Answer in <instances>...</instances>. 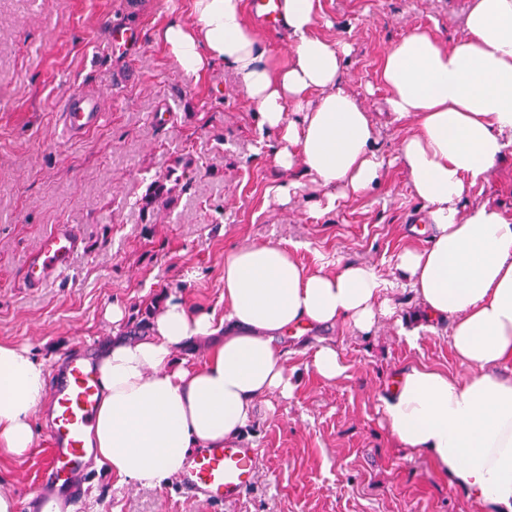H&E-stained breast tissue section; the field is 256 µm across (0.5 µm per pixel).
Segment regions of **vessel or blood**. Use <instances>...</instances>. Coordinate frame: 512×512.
Returning <instances> with one entry per match:
<instances>
[{
  "mask_svg": "<svg viewBox=\"0 0 512 512\" xmlns=\"http://www.w3.org/2000/svg\"><path fill=\"white\" fill-rule=\"evenodd\" d=\"M279 5L280 0H250L254 18L263 25L278 23ZM101 118L99 95L76 88L60 111L59 124L63 134L76 136L96 128ZM80 249L81 238L73 225H54L25 267L26 286L43 287L54 275L66 272ZM99 392L93 363L81 352H71L49 391L54 419L43 479L34 494L24 498L22 512H67L82 497L79 473L88 452L87 430L96 413ZM258 476V449L229 442L221 448L196 449L179 476L178 487L190 503L233 504Z\"/></svg>",
  "mask_w": 512,
  "mask_h": 512,
  "instance_id": "1",
  "label": "vessel or blood"
}]
</instances>
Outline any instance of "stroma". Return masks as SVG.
<instances>
[{
	"mask_svg": "<svg viewBox=\"0 0 512 512\" xmlns=\"http://www.w3.org/2000/svg\"><path fill=\"white\" fill-rule=\"evenodd\" d=\"M466 0H321L316 35L349 44L341 85L378 128L376 149L394 154L413 126L387 111L379 79L391 44L415 28L442 43L462 35ZM192 22L191 0H0V342L54 361L109 336L113 306L135 326L151 301L175 297L223 313L224 252L273 242L299 261L363 263L390 284L396 307L367 333L344 327L287 337L293 395L259 400L240 439L260 448V476L238 503H187L176 485L119 484L88 467L77 512H475L474 504L421 456L400 447L380 412L399 370L423 366L452 376L448 326L426 321L396 267L420 248L412 230L423 215L406 172L385 170L374 189L325 211L322 189L302 171L290 203L272 193L280 171L259 140L256 107L240 77L213 63L186 77L157 42L165 22ZM139 32L129 52L105 53L113 24ZM103 95L100 126L78 138L57 133V115L74 86ZM186 161V190L155 215L140 199L155 177ZM481 200L512 216V151L475 187ZM71 224L84 247L70 270L44 287L23 284L28 258L53 225ZM418 328L408 342L401 327ZM346 366L334 381L312 370L321 340ZM46 435L21 460L0 459V486L22 498L39 484Z\"/></svg>",
	"mask_w": 512,
	"mask_h": 512,
	"instance_id": "1",
	"label": "stroma"
}]
</instances>
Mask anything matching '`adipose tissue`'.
I'll list each match as a JSON object with an SVG mask.
<instances>
[{
	"label": "adipose tissue",
	"instance_id": "adipose-tissue-1",
	"mask_svg": "<svg viewBox=\"0 0 512 512\" xmlns=\"http://www.w3.org/2000/svg\"><path fill=\"white\" fill-rule=\"evenodd\" d=\"M292 54L273 61L244 19L243 0H192L193 23L166 22L156 39L185 75L223 62L242 79L259 125L278 133L270 157L326 188V208L370 189L400 163L424 208L428 244L397 268L427 318L448 322L465 377L402 369L381 399L399 445L428 458L480 512H512V217L469 187L512 146V0H467L452 45L418 28L387 51L380 80L395 119L413 120L395 158L378 153L369 112L341 86L347 44L313 33L320 0H282ZM365 264L308 266L279 244L224 253V313L172 298L144 336L112 334L98 348L100 396L87 442L119 482L159 487L192 450L234 439L258 399L291 397L281 340L337 325L365 333L394 309ZM207 347L203 363L183 357ZM49 369L28 348L0 342V455L19 460L48 411Z\"/></svg>",
	"mask_w": 512,
	"mask_h": 512
}]
</instances>
